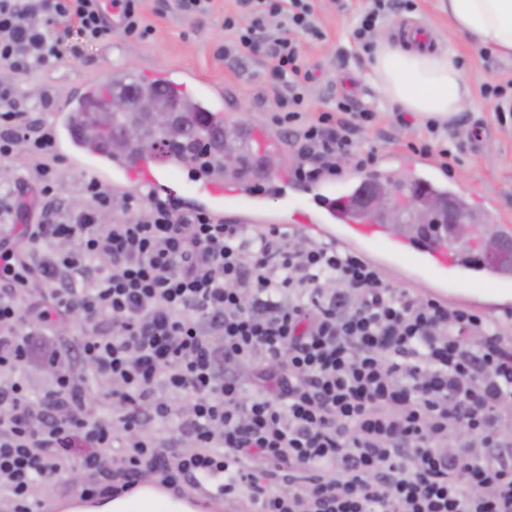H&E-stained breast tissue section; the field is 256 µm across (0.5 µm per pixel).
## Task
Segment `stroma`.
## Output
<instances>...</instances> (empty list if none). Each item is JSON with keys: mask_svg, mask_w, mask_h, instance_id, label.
Wrapping results in <instances>:
<instances>
[{"mask_svg": "<svg viewBox=\"0 0 512 512\" xmlns=\"http://www.w3.org/2000/svg\"><path fill=\"white\" fill-rule=\"evenodd\" d=\"M369 3L314 0L320 34L297 37L302 59L312 74L306 87L311 111H323L335 96L343 95L376 116L374 123L354 133L362 150L369 153L367 163L346 162L339 173L330 176V183L343 187L346 178L357 172L369 175L382 168L390 174L398 172L400 158L414 157L413 147L419 143L428 145L426 160L436 167L440 149L447 147L459 156L458 164L445 173L449 189L464 195L486 223L512 225V118L498 122L495 100L481 93L484 84L512 79V58L475 48L456 33L442 0H412L411 7L382 22V29L389 31L411 21L425 25L440 48L452 51L471 87L474 110L428 133L426 122L384 99L367 78L374 51L355 42L353 29L361 9ZM235 8V0H216L210 17L191 23L165 7L163 0H143V16L155 29L151 40L140 42L116 32L105 41L84 43L76 34H67L65 43L77 46V53L42 68L20 88L38 91L55 102L82 84L106 85L107 70L116 63L137 74L178 69L223 89L225 121L258 124L270 136L280 138L281 90L271 83L262 56L231 65L217 55L225 40L224 16Z\"/></svg>", "mask_w": 512, "mask_h": 512, "instance_id": "stroma-1", "label": "stroma"}]
</instances>
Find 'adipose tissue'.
Here are the masks:
<instances>
[{
    "instance_id": "1",
    "label": "adipose tissue",
    "mask_w": 512,
    "mask_h": 512,
    "mask_svg": "<svg viewBox=\"0 0 512 512\" xmlns=\"http://www.w3.org/2000/svg\"><path fill=\"white\" fill-rule=\"evenodd\" d=\"M455 31L475 47L512 56V0H445ZM370 78L401 110L444 124L473 110L470 86L448 51L385 34L376 37Z\"/></svg>"
}]
</instances>
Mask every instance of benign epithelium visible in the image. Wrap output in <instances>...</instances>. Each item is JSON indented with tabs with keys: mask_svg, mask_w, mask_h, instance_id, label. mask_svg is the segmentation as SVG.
<instances>
[{
	"mask_svg": "<svg viewBox=\"0 0 512 512\" xmlns=\"http://www.w3.org/2000/svg\"><path fill=\"white\" fill-rule=\"evenodd\" d=\"M105 105L110 112H130L133 110V99L113 95L105 101ZM364 208L369 220L383 216L396 231L405 228L417 233L435 216L439 224L448 230L445 235L448 242L471 237L478 248V255L488 262H496L505 254L512 253L511 238L502 235L490 224H471L453 201L426 195L416 186L405 184L398 174L392 175L386 183L371 187L365 197Z\"/></svg>",
	"mask_w": 512,
	"mask_h": 512,
	"instance_id": "1",
	"label": "benign epithelium"
}]
</instances>
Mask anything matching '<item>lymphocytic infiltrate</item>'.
Returning a JSON list of instances; mask_svg holds the SVG:
<instances>
[{"instance_id":"obj_1","label":"lymphocytic infiltrate","mask_w":512,"mask_h":512,"mask_svg":"<svg viewBox=\"0 0 512 512\" xmlns=\"http://www.w3.org/2000/svg\"><path fill=\"white\" fill-rule=\"evenodd\" d=\"M225 16L231 61L266 46L288 90L280 118L299 141L294 176L335 172L353 152L339 113L301 112L311 75L297 36L316 34L311 0H238ZM109 33L101 0H0V163L18 147L34 161L33 243H62L35 266L0 251V494L34 512V490L69 458L96 473L124 462L113 494L153 478L169 488L216 482L249 512H512V353L500 325L477 313L392 289L360 254L329 241L293 245L280 227L227 224L173 196L123 199L133 218L99 223L114 197L83 182L85 208L60 191L47 159V100L23 78L60 61L70 31ZM36 274L52 297L43 329L80 315L88 330L61 352L21 328L12 283ZM41 360L48 384L24 375ZM254 370V392L240 377ZM107 380L125 414H90L75 368ZM467 427L499 449L454 458L448 435ZM465 470L458 481L452 474Z\"/></svg>"}]
</instances>
